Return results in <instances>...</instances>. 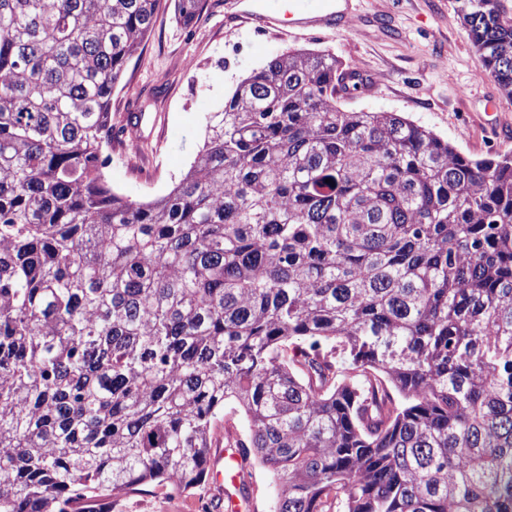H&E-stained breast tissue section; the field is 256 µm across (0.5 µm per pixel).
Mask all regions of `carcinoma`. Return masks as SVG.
I'll list each match as a JSON object with an SVG mask.
<instances>
[{"label": "carcinoma", "mask_w": 512, "mask_h": 512, "mask_svg": "<svg viewBox=\"0 0 512 512\" xmlns=\"http://www.w3.org/2000/svg\"><path fill=\"white\" fill-rule=\"evenodd\" d=\"M160 3L0 0V512L194 489L228 406L272 512H512V152L345 109L350 68L290 50L133 200L103 152ZM455 4L512 98V16Z\"/></svg>", "instance_id": "obj_1"}]
</instances>
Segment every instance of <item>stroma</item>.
<instances>
[{
  "instance_id": "1",
  "label": "stroma",
  "mask_w": 512,
  "mask_h": 512,
  "mask_svg": "<svg viewBox=\"0 0 512 512\" xmlns=\"http://www.w3.org/2000/svg\"><path fill=\"white\" fill-rule=\"evenodd\" d=\"M291 49L323 50L369 76L378 89L350 92L341 104L395 112L424 126L471 157L512 152V99L504 97L462 29L454 0H352L340 29L289 35L256 29L237 0H206L190 26L173 4L157 13L142 53L112 94V120L125 124L144 111L141 150L109 147L105 174L113 189L146 201L178 181L205 136L208 113L223 110L236 84ZM208 485L173 495L162 487L103 500V512H197ZM238 496L247 512H271L276 486L255 461L245 465Z\"/></svg>"
}]
</instances>
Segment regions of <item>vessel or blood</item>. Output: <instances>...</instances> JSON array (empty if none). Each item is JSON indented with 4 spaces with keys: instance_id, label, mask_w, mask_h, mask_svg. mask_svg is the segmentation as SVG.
I'll use <instances>...</instances> for the list:
<instances>
[{
    "instance_id": "b4317fda",
    "label": "vessel or blood",
    "mask_w": 512,
    "mask_h": 512,
    "mask_svg": "<svg viewBox=\"0 0 512 512\" xmlns=\"http://www.w3.org/2000/svg\"><path fill=\"white\" fill-rule=\"evenodd\" d=\"M243 14L258 26L266 27L275 17L284 15L293 28L326 29L340 25L347 0H242ZM215 466L209 469L211 485L224 499L225 512H240V503L229 490L236 484L239 457L230 448H217Z\"/></svg>"
}]
</instances>
